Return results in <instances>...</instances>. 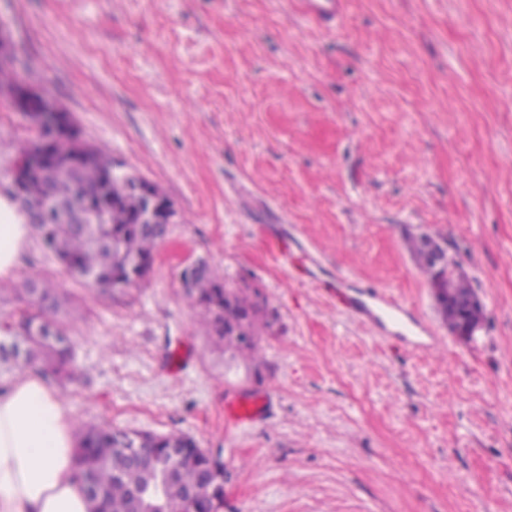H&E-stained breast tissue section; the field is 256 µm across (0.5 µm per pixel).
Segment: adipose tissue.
<instances>
[{
	"mask_svg": "<svg viewBox=\"0 0 512 512\" xmlns=\"http://www.w3.org/2000/svg\"><path fill=\"white\" fill-rule=\"evenodd\" d=\"M25 215L0 194V276L25 249ZM75 422L41 378L26 374L0 393V512H91L74 457Z\"/></svg>",
	"mask_w": 512,
	"mask_h": 512,
	"instance_id": "ef3b65f1",
	"label": "adipose tissue"
}]
</instances>
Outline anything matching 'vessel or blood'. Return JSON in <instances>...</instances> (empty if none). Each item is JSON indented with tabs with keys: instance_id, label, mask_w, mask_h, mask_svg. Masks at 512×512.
Listing matches in <instances>:
<instances>
[{
	"instance_id": "1",
	"label": "vessel or blood",
	"mask_w": 512,
	"mask_h": 512,
	"mask_svg": "<svg viewBox=\"0 0 512 512\" xmlns=\"http://www.w3.org/2000/svg\"><path fill=\"white\" fill-rule=\"evenodd\" d=\"M304 11L324 27L335 25L344 10V0H303ZM330 299L337 311L351 322L368 329L377 339L392 338L410 354L429 352L439 336L420 309L382 286L356 292L346 287L344 276H337Z\"/></svg>"
}]
</instances>
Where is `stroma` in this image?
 Wrapping results in <instances>:
<instances>
[{"label":"stroma","instance_id":"35a3bbf8","mask_svg":"<svg viewBox=\"0 0 512 512\" xmlns=\"http://www.w3.org/2000/svg\"><path fill=\"white\" fill-rule=\"evenodd\" d=\"M25 77L83 137L158 185L176 216L147 280L87 285L30 238L0 277L50 279L76 425L182 433L224 462L221 512H512V0H347L321 28L298 0H0ZM31 123L0 95V190ZM321 277L418 306L440 344H381L273 258L263 226ZM434 236L485 321L451 333L408 248ZM206 260L255 288L259 362L227 351L187 296ZM269 397L259 420L227 404Z\"/></svg>","mask_w":512,"mask_h":512}]
</instances>
